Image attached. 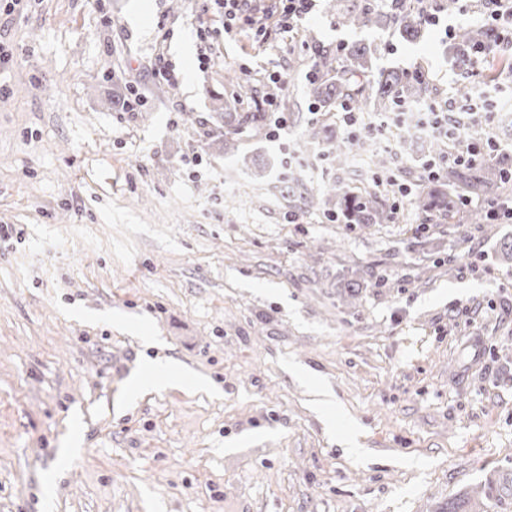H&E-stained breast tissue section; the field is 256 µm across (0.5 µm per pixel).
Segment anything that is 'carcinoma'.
<instances>
[{
  "label": "carcinoma",
  "instance_id": "1",
  "mask_svg": "<svg viewBox=\"0 0 512 512\" xmlns=\"http://www.w3.org/2000/svg\"><path fill=\"white\" fill-rule=\"evenodd\" d=\"M337 22L358 28H369L382 23L400 30L401 35L414 39L419 36L422 22L419 14L411 8L393 10L388 5L376 8L367 4H357L351 9L337 12ZM492 38L487 28L474 27L462 32L453 43L452 55L457 63L468 60L473 49ZM343 58L319 55L313 66L318 78L311 83V93L319 106L327 111L338 107L342 101L348 102L356 112H389L403 101H425L431 98L430 83L408 78L404 72L373 70L374 51L363 46L342 50ZM266 119L259 112L224 113V149H235L234 135L250 128L257 133L264 130ZM328 154L334 156L336 164L344 165L350 154L361 148L359 143H350L325 136ZM508 163L496 162L465 171H452L447 181L435 180L428 184L427 192L417 195L416 203L425 214H438L441 217L465 218L473 224L486 222L485 214L467 210L464 197L448 188V182L456 181L465 186L467 192L477 193L490 188H500L508 184L506 171ZM325 203L336 206V218L346 224H384L391 220L392 213L384 209L378 195L372 191L354 194L340 183L325 186L322 191ZM507 510L512 505V478L487 480L476 486L475 491L448 502V506L437 512H486L487 504Z\"/></svg>",
  "mask_w": 512,
  "mask_h": 512
}]
</instances>
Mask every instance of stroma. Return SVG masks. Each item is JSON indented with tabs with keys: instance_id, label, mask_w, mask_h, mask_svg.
Returning a JSON list of instances; mask_svg holds the SVG:
<instances>
[{
	"instance_id": "1",
	"label": "stroma",
	"mask_w": 512,
	"mask_h": 512,
	"mask_svg": "<svg viewBox=\"0 0 512 512\" xmlns=\"http://www.w3.org/2000/svg\"><path fill=\"white\" fill-rule=\"evenodd\" d=\"M350 3L317 0L265 40L225 37L202 0L0 12V512H437L512 473V222H428L386 190L388 224L304 203L381 173L326 155L323 130L344 127L315 110L310 47L369 45L375 69L420 66L436 98L463 92L442 34L337 24ZM273 94L287 127L225 151L218 111ZM158 357L183 368L178 386ZM294 367L334 391V433ZM354 434L366 461L342 446Z\"/></svg>"
}]
</instances>
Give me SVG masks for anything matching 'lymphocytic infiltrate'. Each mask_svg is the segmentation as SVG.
I'll list each match as a JSON object with an SVG mask.
<instances>
[{
  "mask_svg": "<svg viewBox=\"0 0 512 512\" xmlns=\"http://www.w3.org/2000/svg\"><path fill=\"white\" fill-rule=\"evenodd\" d=\"M252 0H204V11H218L224 15V33L233 35L242 27H249L256 35L268 32V17H276L283 32L297 29L310 18L314 7L313 0H272L270 11L257 10L251 6ZM480 12L482 20L497 32L489 42L476 47L463 69L467 79L466 92L459 97L448 96L441 100H429L420 103L401 104L396 120L400 126L413 129L426 127L432 132L434 140L449 148L448 155L428 159L423 164L425 177L439 178L447 162L459 165L475 166L496 157L499 144L494 137L476 141L470 135L473 126H489L496 116V103L490 99L487 86L476 80L479 67L491 55L512 50V0H482Z\"/></svg>",
  "mask_w": 512,
  "mask_h": 512,
  "instance_id": "1",
  "label": "lymphocytic infiltrate"
}]
</instances>
